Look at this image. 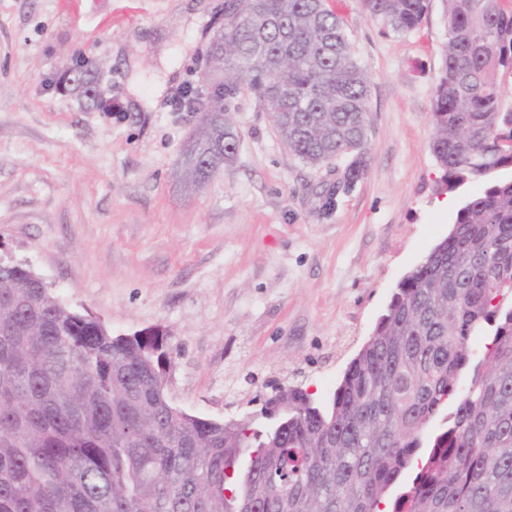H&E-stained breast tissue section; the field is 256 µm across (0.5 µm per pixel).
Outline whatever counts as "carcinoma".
Masks as SVG:
<instances>
[{"label": "carcinoma", "instance_id": "carcinoma-1", "mask_svg": "<svg viewBox=\"0 0 512 512\" xmlns=\"http://www.w3.org/2000/svg\"><path fill=\"white\" fill-rule=\"evenodd\" d=\"M431 152L453 191L484 182L406 274L332 397L274 387L249 422L191 415L168 393L166 337L114 336L25 266L0 267V512H512V12L446 0ZM394 33L429 0H361ZM99 67L72 83L89 94ZM213 91L181 159L205 182L239 149L224 103L241 85L282 143L349 189L365 175L368 82L324 0H225L205 60ZM488 343L475 358L472 338ZM445 416L448 428L426 440Z\"/></svg>", "mask_w": 512, "mask_h": 512}]
</instances>
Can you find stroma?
<instances>
[{"label":"stroma","instance_id":"35a3bbf8","mask_svg":"<svg viewBox=\"0 0 512 512\" xmlns=\"http://www.w3.org/2000/svg\"><path fill=\"white\" fill-rule=\"evenodd\" d=\"M224 3L0 0V256L113 334L164 333L175 406L261 430L263 382L327 399L398 283L483 186L438 205L449 193L431 112L446 0L404 34L372 22L361 0H327L370 82L368 170L331 209L333 175L289 152L246 89L229 110L236 158L187 185L179 161L197 115L175 94L205 86ZM83 58L116 110L60 88Z\"/></svg>","mask_w":512,"mask_h":512}]
</instances>
